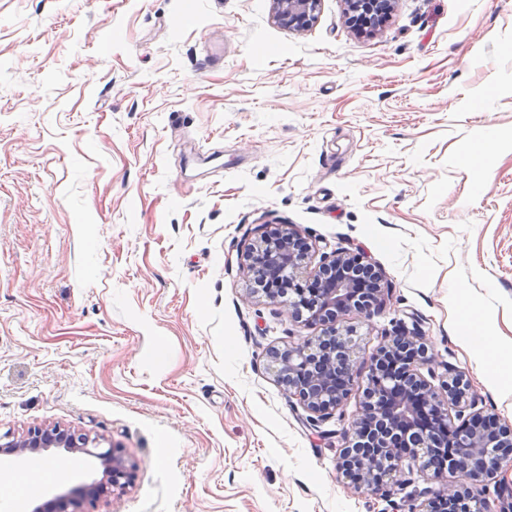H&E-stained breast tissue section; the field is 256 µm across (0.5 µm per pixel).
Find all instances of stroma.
I'll use <instances>...</instances> for the list:
<instances>
[{
  "label": "stroma",
  "mask_w": 512,
  "mask_h": 512,
  "mask_svg": "<svg viewBox=\"0 0 512 512\" xmlns=\"http://www.w3.org/2000/svg\"><path fill=\"white\" fill-rule=\"evenodd\" d=\"M274 224L382 271L345 318L361 356L417 326L434 384L512 425L448 298L512 302V0H398L363 34L343 0L302 31L270 0H0V432L78 430L133 471L68 512H412L440 488L342 477L366 370L324 420L268 371L322 332L247 296ZM48 459L43 500L101 476Z\"/></svg>",
  "instance_id": "obj_1"
}]
</instances>
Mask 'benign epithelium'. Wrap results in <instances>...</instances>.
<instances>
[{
	"mask_svg": "<svg viewBox=\"0 0 512 512\" xmlns=\"http://www.w3.org/2000/svg\"><path fill=\"white\" fill-rule=\"evenodd\" d=\"M275 20L282 26L304 29L315 17L321 0H271ZM395 0H344L348 17L361 16L364 28L377 27L379 18L393 9ZM308 243L288 225L264 231L250 245L243 270L252 280L268 283L265 297L272 303L288 296L287 312L309 313V320L324 326L321 336L284 350L271 352L277 380L297 395L306 409L319 417L337 409L349 394L358 356L353 330L342 328L343 316L354 311L367 316L389 294L382 273L367 263L366 275L349 271L357 259L347 252L323 256L305 279L311 263ZM426 355L424 338L398 330L384 337L367 366L369 385L362 408L353 420L349 439L339 455V468L356 490L387 492L388 485L405 481L404 462L441 478L450 472L457 481L435 492L426 490L418 512H487V504L474 490L505 466H512V427L476 409V397L462 376L446 382L443 390L420 373ZM456 409L462 423L456 425L448 407ZM421 442L412 443V434ZM47 448H66L97 458L102 467L99 481L78 487L83 499H98L123 489L132 471L121 451L79 431L31 428L23 434L0 433V455L24 458Z\"/></svg>",
	"mask_w": 512,
	"mask_h": 512,
	"instance_id": "1",
	"label": "benign epithelium"
}]
</instances>
